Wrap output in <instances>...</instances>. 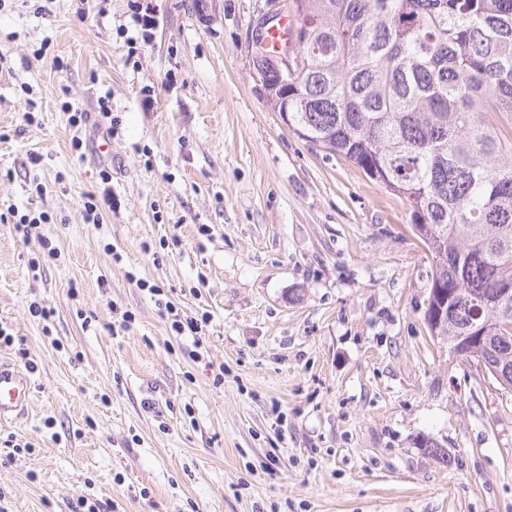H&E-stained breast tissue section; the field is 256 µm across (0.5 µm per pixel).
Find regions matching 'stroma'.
<instances>
[{
	"label": "stroma",
	"instance_id": "obj_1",
	"mask_svg": "<svg viewBox=\"0 0 512 512\" xmlns=\"http://www.w3.org/2000/svg\"><path fill=\"white\" fill-rule=\"evenodd\" d=\"M287 2L152 0L145 35L128 0L0 8V327L34 365L0 425L7 512H512V394L431 337L405 201L266 104L252 32ZM104 168L113 207L87 224ZM12 207L51 221L22 238ZM42 236L59 256L34 271ZM158 306L160 307V314L166 319L171 318L170 327L179 336H201L200 332H202V323L206 324V318H201V320L190 319L183 322L181 319H178V315L174 314V308L172 303L166 301L163 303L162 300H158Z\"/></svg>",
	"mask_w": 512,
	"mask_h": 512
}]
</instances>
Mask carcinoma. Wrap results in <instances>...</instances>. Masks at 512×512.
<instances>
[{
	"mask_svg": "<svg viewBox=\"0 0 512 512\" xmlns=\"http://www.w3.org/2000/svg\"><path fill=\"white\" fill-rule=\"evenodd\" d=\"M307 65L269 108L408 205L432 258L424 322L512 370V0H289ZM418 446L444 465L448 450Z\"/></svg>",
	"mask_w": 512,
	"mask_h": 512,
	"instance_id": "cac0c4a2",
	"label": "carcinoma"
}]
</instances>
